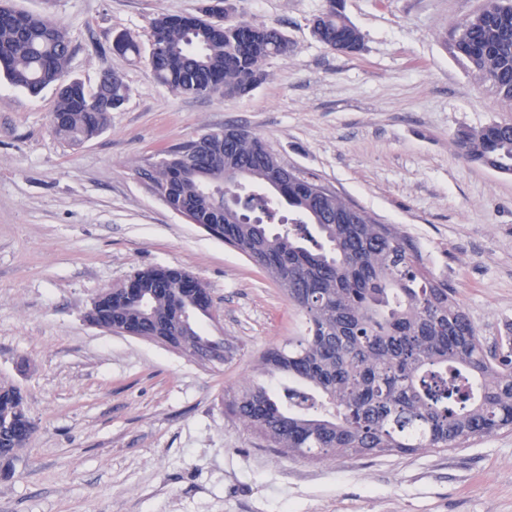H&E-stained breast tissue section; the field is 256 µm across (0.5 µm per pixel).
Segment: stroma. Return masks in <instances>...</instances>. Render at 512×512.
<instances>
[{"label": "stroma", "instance_id": "35a3bbf8", "mask_svg": "<svg viewBox=\"0 0 512 512\" xmlns=\"http://www.w3.org/2000/svg\"><path fill=\"white\" fill-rule=\"evenodd\" d=\"M71 39L69 77L95 91L119 72L128 99L71 148L53 133L54 88L0 79V382L36 430L0 512H512V430L462 448L288 457L226 411L225 391L262 381V351L306 320L263 269L180 217L138 180L158 152L227 126L417 245L482 336L512 337V174L458 158L454 133L512 119L443 40L479 0H344L358 55L311 33L326 0H231L237 20L276 25L288 56L234 98L186 96L148 66L151 21L202 0H10ZM129 33L140 56L112 50ZM149 266H178L214 299L199 321L224 364L108 333L86 313Z\"/></svg>", "mask_w": 512, "mask_h": 512}]
</instances>
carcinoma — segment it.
<instances>
[{"label": "carcinoma", "mask_w": 512, "mask_h": 512, "mask_svg": "<svg viewBox=\"0 0 512 512\" xmlns=\"http://www.w3.org/2000/svg\"><path fill=\"white\" fill-rule=\"evenodd\" d=\"M223 23L208 6L199 16L160 14L151 22V46L165 55L149 56L154 79L170 90L195 94L201 77L215 81L226 97L250 92L266 78L265 65L289 52L285 35L261 31L273 25L235 21L230 0ZM339 0H327L314 35L330 49L357 54L364 35ZM118 53L138 56L140 45L118 35ZM446 42L482 83L492 87L504 107L512 108V0H481L468 17L452 25ZM70 37L66 29L40 15L0 2V71L9 82L36 96L57 92L55 135L79 146L102 133L112 108L127 98L122 76L100 83L94 93L68 84ZM198 139L172 147L137 169L152 191L179 211L202 204V218L214 237L262 268L306 319L303 335L265 350L262 373L280 381V390L253 384L225 399L230 413L282 455L331 457L409 454L420 449L459 448L493 432L512 429V338L492 344L480 335L454 297L448 281L426 270L416 246L391 224H379L360 208L352 224H317L324 243L309 247L307 225L325 214L347 213L353 204L335 193L313 194L316 180L293 171L292 180L272 195L265 188L267 169L253 162L267 147L264 138L243 130L232 146L213 138L207 152L196 153ZM453 143L461 156L492 164L512 174V132L493 121L463 128ZM219 162L249 166L246 203L268 220L283 204L293 218L273 233L262 219L241 220L202 192L192 169ZM182 269L151 266L133 273L146 306L110 295L87 312L90 323L135 329L146 339L162 336L189 356L221 350L224 341L203 335L197 322H184L176 309L189 295ZM464 371L478 393L458 399L445 381L447 371ZM31 421L24 397L14 385L0 384V473L12 472L26 443L17 431Z\"/></svg>", "instance_id": "carcinoma-1"}]
</instances>
